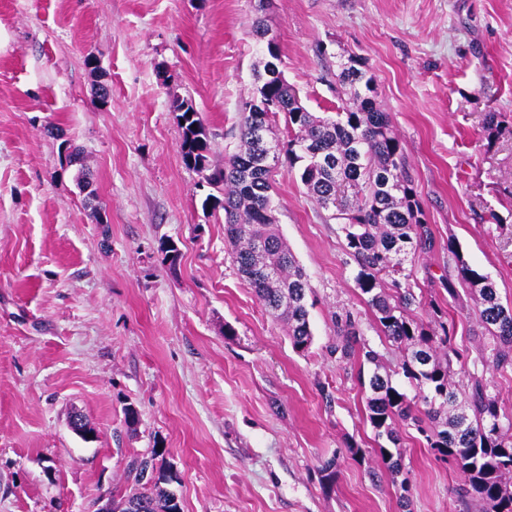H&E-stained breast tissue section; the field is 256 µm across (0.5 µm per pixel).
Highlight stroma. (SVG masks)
<instances>
[{
    "label": "stroma",
    "instance_id": "stroma-1",
    "mask_svg": "<svg viewBox=\"0 0 512 512\" xmlns=\"http://www.w3.org/2000/svg\"><path fill=\"white\" fill-rule=\"evenodd\" d=\"M259 17L308 111H341L338 65L362 63L437 242L455 240L512 306V0H0V512H97L159 448L182 512H467L462 472L414 426L399 427L409 489L392 483L359 365L330 354L350 311L384 365L399 359L339 222L278 166V229L310 286L300 354L232 264L222 190L182 163L177 97L204 122L210 167L237 151L266 52ZM415 270L416 295L447 307L456 348L476 357L473 302L428 283L442 252ZM75 412L92 441L71 430ZM334 456L327 489L319 468Z\"/></svg>",
    "mask_w": 512,
    "mask_h": 512
}]
</instances>
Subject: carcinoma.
<instances>
[{"instance_id":"carcinoma-1","label":"carcinoma","mask_w":512,"mask_h":512,"mask_svg":"<svg viewBox=\"0 0 512 512\" xmlns=\"http://www.w3.org/2000/svg\"><path fill=\"white\" fill-rule=\"evenodd\" d=\"M373 82L357 60L339 64L336 91L350 96V106L328 119L308 111L284 75L269 80L259 93L276 106L244 113L239 150L219 169L209 166L210 142L199 113L191 103L178 101L174 111L181 122V158L206 183L224 186V240L233 262L265 309L287 326L298 353L307 352L313 342L307 281L279 234L272 170L261 168V162L270 156L276 167L287 158L288 172L296 174L320 209L345 198L331 218L341 221L347 253L358 267L356 288L385 339L402 353L397 373L414 385L432 423L426 428L413 415L412 401L383 370L379 353L362 341L359 321L346 313L336 320L338 336L330 353L340 362L361 357L375 366L368 381L367 418L375 438L390 443L378 444V457L392 481L406 487L396 424L410 421L428 448L459 466L465 476L462 496L477 507L489 505L490 512H512V418L500 413L498 394L485 378L490 371L512 368V308L500 302L495 284L470 267L450 238L440 285L454 299L460 298V288L473 296L479 334L492 337L493 343L478 350L470 370L452 347L455 323L447 311L431 302L428 321L412 313L417 298L407 263L433 250L435 239L388 113L370 96ZM281 114L285 139L274 132ZM338 467L335 457L323 461L324 486H333ZM156 469L163 473L161 481H173L157 450L130 464L138 486ZM127 500L135 512H165L171 502L157 485Z\"/></svg>"}]
</instances>
